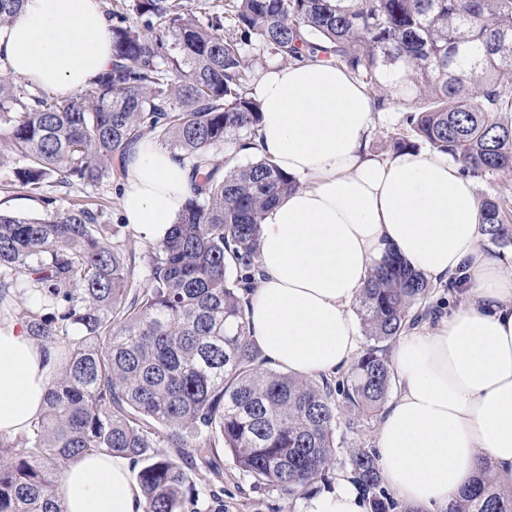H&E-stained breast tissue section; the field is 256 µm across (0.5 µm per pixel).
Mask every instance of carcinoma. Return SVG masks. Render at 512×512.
Returning <instances> with one entry per match:
<instances>
[{
  "label": "carcinoma",
  "mask_w": 512,
  "mask_h": 512,
  "mask_svg": "<svg viewBox=\"0 0 512 512\" xmlns=\"http://www.w3.org/2000/svg\"><path fill=\"white\" fill-rule=\"evenodd\" d=\"M22 4L0 0V27ZM105 15L112 62L74 96L0 74V167L44 192L41 216L0 212V318L25 305L29 334L61 357L22 439L28 451L0 438V512H63L61 464L104 452L139 466L144 512L196 503L190 467L224 481L221 447L254 486L304 496L336 459L340 423L354 429L385 405L388 349L427 314L434 285L387 255L357 301L370 345L347 372L269 366L245 308L262 276L261 224L298 182L264 157L236 162L261 112L245 47L257 41L285 63L329 57L379 107L427 100L404 117L411 136H392L393 152L425 143L483 179L512 169V125L500 117L512 109L502 81L512 0H226L222 11L209 0H123ZM146 137L180 155L190 194L140 269L107 206L72 201L70 189L120 181ZM481 210L489 240L512 245L499 203ZM345 452L370 512H392L374 456ZM446 512H512V492L486 461Z\"/></svg>",
  "instance_id": "cac0c4a2"
}]
</instances>
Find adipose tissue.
<instances>
[{
	"instance_id": "obj_1",
	"label": "adipose tissue",
	"mask_w": 512,
	"mask_h": 512,
	"mask_svg": "<svg viewBox=\"0 0 512 512\" xmlns=\"http://www.w3.org/2000/svg\"><path fill=\"white\" fill-rule=\"evenodd\" d=\"M0 59L14 75L72 96L112 62L101 0H25L0 30ZM253 95L258 153L299 182L261 226L262 276L247 308L253 339L290 374L340 372L362 349L351 309L386 253L435 284L464 277L465 302L401 336L389 354L398 393L377 432V465L399 500L425 512H444L484 459L512 488V271L482 247L474 180L437 151L370 154L374 102L331 62L268 71ZM189 183L171 150L142 141L122 184L125 222L163 239ZM58 363L21 320H0L1 434L25 432L40 417ZM130 472L120 455L71 462L60 477L64 512H143ZM303 512H365V502L341 480L305 500Z\"/></svg>"
}]
</instances>
